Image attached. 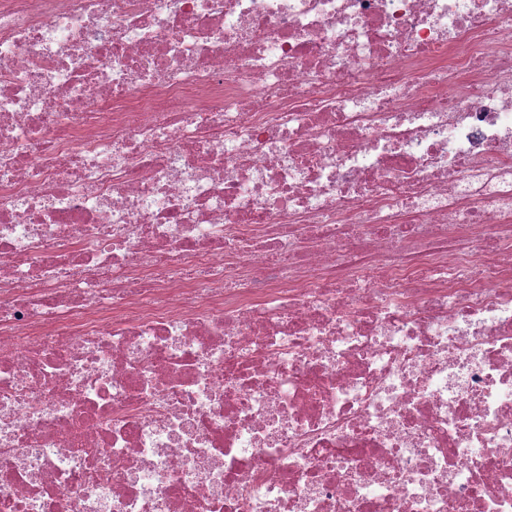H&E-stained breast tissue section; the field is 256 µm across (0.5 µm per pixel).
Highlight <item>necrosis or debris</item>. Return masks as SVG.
<instances>
[{
    "label": "necrosis or debris",
    "mask_w": 512,
    "mask_h": 512,
    "mask_svg": "<svg viewBox=\"0 0 512 512\" xmlns=\"http://www.w3.org/2000/svg\"><path fill=\"white\" fill-rule=\"evenodd\" d=\"M0 512H512V0H0Z\"/></svg>",
    "instance_id": "necrosis-or-debris-1"
}]
</instances>
